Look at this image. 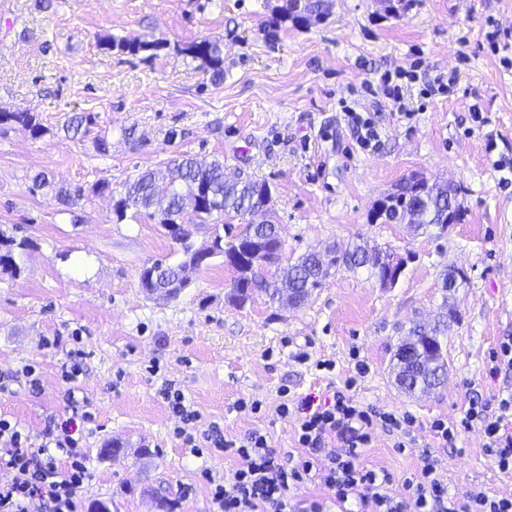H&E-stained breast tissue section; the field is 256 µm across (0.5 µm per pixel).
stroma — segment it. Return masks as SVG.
Wrapping results in <instances>:
<instances>
[{
  "mask_svg": "<svg viewBox=\"0 0 512 512\" xmlns=\"http://www.w3.org/2000/svg\"><path fill=\"white\" fill-rule=\"evenodd\" d=\"M283 4L51 0L42 9L0 0V113L29 110L45 129L34 139L0 122V232L33 243L22 276H0V372L32 365L41 378L39 389L19 381L0 393V417L34 439L72 417L61 369L82 350L77 385L95 422L82 439L92 478L78 512L100 503L109 512H208L202 470L220 480L236 470V458L184 447L159 393L166 379L200 412L197 434L216 426L240 442L258 430L277 454L294 457L297 422L279 415L282 400L348 390L357 403L414 418L410 448L396 450L393 436L376 432L362 451L369 467L399 483L420 472L428 452L449 493L512 497V471L494 467L480 427L460 432L452 448L430 432L433 420L461 419L471 400L512 391V375L488 374L491 353L512 336V183L494 166L512 162V64L486 38L494 31L512 44V0H327L325 18L305 27L280 20ZM102 36L161 46L133 56L99 46ZM205 38L220 45L222 81L184 52ZM398 70L411 74L402 99L416 114L410 123L367 88ZM451 72L453 95H427ZM348 110L378 119L375 150L359 149ZM74 112L96 122L71 138L61 126ZM128 128L136 144L125 140ZM102 137L112 144L105 155ZM182 153L270 184L283 260L365 244L403 260L397 284L340 267L304 305L262 295L241 308L229 300L235 273L218 257L177 298L146 295L142 267L177 261L179 246L145 216L117 218L95 184L121 191ZM40 172L81 187L79 204L30 192ZM414 172L462 186L461 223L414 235L373 221L377 203ZM452 268L466 278L446 294L441 276ZM445 302L459 315L448 329L447 378L430 393H407L390 372L396 347ZM322 360L333 370H317ZM242 397L260 400L261 412L237 410Z\"/></svg>",
  "mask_w": 512,
  "mask_h": 512,
  "instance_id": "35a3bbf8",
  "label": "stroma"
}]
</instances>
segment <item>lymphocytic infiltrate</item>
I'll return each mask as SVG.
<instances>
[{"label":"lymphocytic infiltrate","instance_id":"lymphocytic-infiltrate-1","mask_svg":"<svg viewBox=\"0 0 512 512\" xmlns=\"http://www.w3.org/2000/svg\"><path fill=\"white\" fill-rule=\"evenodd\" d=\"M281 416L295 414L301 454L295 463L279 461L265 434L255 431L240 444L226 441L219 430L204 440L237 458L232 479L214 482L211 512H512V498L470 491L449 495L436 477V462L426 459L421 471L392 489L393 478L369 468L361 459L375 427L400 433L398 449L411 435L412 416L380 412L355 404L342 392L319 398L306 395L296 407L280 404ZM480 425L494 465L512 470V393L498 397L496 407L470 403L457 422L437 420L430 431L441 447L453 446L459 432ZM336 451H329V444ZM0 512H77V502L92 473L87 455L70 424L47 428L33 443L20 422L0 418ZM328 491L327 506L299 499L297 492L313 474Z\"/></svg>","mask_w":512,"mask_h":512}]
</instances>
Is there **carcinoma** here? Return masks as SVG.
<instances>
[{
  "instance_id": "obj_1",
  "label": "carcinoma",
  "mask_w": 512,
  "mask_h": 512,
  "mask_svg": "<svg viewBox=\"0 0 512 512\" xmlns=\"http://www.w3.org/2000/svg\"><path fill=\"white\" fill-rule=\"evenodd\" d=\"M322 0H286L282 7V18L302 26L313 15L324 14ZM101 45L114 47L130 54L155 50L161 42L156 40H137L119 42L105 38ZM185 51L200 61L199 69L211 74L217 81L224 77L223 59L220 46L215 41L203 39L192 42ZM0 119L11 121L32 137L38 138L44 129L37 117L26 109L0 113ZM95 124V116L90 113H74L68 117L64 131L78 135ZM30 191L53 193L56 198L71 206L83 197L82 189H63L49 178L39 173L33 177ZM461 187L448 182L427 183L426 178L412 174L401 180L394 191L380 201L376 219L384 224L401 223L405 215L411 217L408 226L412 231L425 232L430 227L444 230L451 224L463 220V212L458 203ZM271 189L264 180L230 179L224 173V162L214 159L200 161L189 155L175 158L163 169H148L133 180L123 184L122 191L115 199L113 210L118 218H123L127 210L145 215L157 221L169 230L171 238L180 244L181 257L175 263L156 261L143 266L140 275H157L160 287L152 294L175 298L167 292L165 285L180 279L187 262L194 258L192 232L182 226L181 213L191 207L202 224L224 216L230 220L244 219L248 215L264 212L271 214ZM279 225L271 219L262 224H247L236 235L224 240V235L216 230L211 236V257L224 254L228 259L224 264L240 273L232 284L233 301H238L239 293L245 299L257 293L265 294L274 301L282 296L283 289L290 290L289 301L300 306L322 287L331 270L346 266L357 268L368 262L366 248L356 245L344 252L334 247L323 250L312 249L286 266L280 267L281 248L278 246ZM32 246L27 238L20 240L0 233V274L15 279L23 273L24 256ZM275 267L273 275L264 273L267 267ZM448 305L442 306L433 323L415 324L402 337L400 345L410 349L404 356L396 350L395 380L397 385L407 391L428 392L442 385L447 376L448 354L445 339L448 336Z\"/></svg>"
}]
</instances>
